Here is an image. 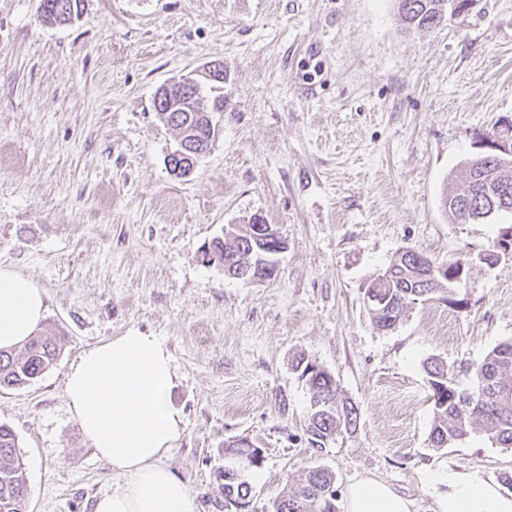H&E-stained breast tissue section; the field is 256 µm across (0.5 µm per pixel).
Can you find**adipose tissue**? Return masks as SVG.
Listing matches in <instances>:
<instances>
[{"instance_id":"obj_1","label":"adipose tissue","mask_w":512,"mask_h":512,"mask_svg":"<svg viewBox=\"0 0 512 512\" xmlns=\"http://www.w3.org/2000/svg\"><path fill=\"white\" fill-rule=\"evenodd\" d=\"M46 311L35 281L0 266V348L23 344ZM172 356L157 337L131 330L84 352L66 377L71 414L96 454L122 477L94 512H194L188 484L162 465L183 430L171 393ZM436 512H512V493L467 471H449ZM386 482L363 476L346 489L345 512H412Z\"/></svg>"}]
</instances>
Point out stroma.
I'll return each instance as SVG.
<instances>
[{
    "label": "stroma",
    "instance_id": "1",
    "mask_svg": "<svg viewBox=\"0 0 512 512\" xmlns=\"http://www.w3.org/2000/svg\"><path fill=\"white\" fill-rule=\"evenodd\" d=\"M220 60L211 151L170 175L166 83ZM512 122V0H468L432 29L396 0H83L66 25L39 0H0V265L46 294L65 333L56 366L0 391L28 478L26 512H93L122 479L70 414L65 381L86 351L131 330L162 339L184 427L162 462L195 512H225L224 448H260L249 512L326 466L338 490L373 474L435 512L447 469L512 476V448L481 430L442 449L424 364L460 367L512 340V257L486 265L512 214L459 224L443 193L478 136ZM285 243L266 281L225 276L203 251L253 216ZM460 261L461 289L371 322L368 286L399 251ZM305 355L359 411L326 448L307 434Z\"/></svg>",
    "mask_w": 512,
    "mask_h": 512
}]
</instances>
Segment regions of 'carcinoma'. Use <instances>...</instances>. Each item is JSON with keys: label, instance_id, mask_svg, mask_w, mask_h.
<instances>
[{"label": "carcinoma", "instance_id": "1", "mask_svg": "<svg viewBox=\"0 0 512 512\" xmlns=\"http://www.w3.org/2000/svg\"><path fill=\"white\" fill-rule=\"evenodd\" d=\"M44 22L66 24L79 15L82 0H42ZM403 20L415 28H432L447 20L450 0H397ZM506 195L496 211L512 212V176L504 174L501 161L486 154L474 157L468 173L451 192L445 193L443 205L460 224L473 222L472 216L490 205L495 192ZM249 237L243 231L228 245L216 242L213 248L216 261L227 263L237 253L248 248ZM432 260L420 251L411 257L396 255L385 272L389 280L372 282L367 289L376 299L369 308L372 323L379 329L390 320L398 321L405 311L432 298L443 283L460 272L458 262L447 265L448 275L424 279L425 266ZM66 343V336L55 332L37 334L19 349H0V390L19 388L39 378L56 363ZM296 370L308 386L310 399L317 407L310 409L307 432L313 447L323 449L337 435L356 427L358 408L340 396L335 378L329 372L311 369L303 359ZM424 370L434 405V425L429 439L434 448H446L467 438L481 427L488 440L501 448H512V341L498 344L476 364L462 367L471 383L461 388L442 361L433 358ZM14 431L0 424V512H25L27 479L17 451ZM336 484L334 473L313 465L302 477L286 483L273 502V512H338L337 499L322 496V489ZM252 487L243 478L224 482V508L245 512L249 506Z\"/></svg>", "mask_w": 512, "mask_h": 512}]
</instances>
